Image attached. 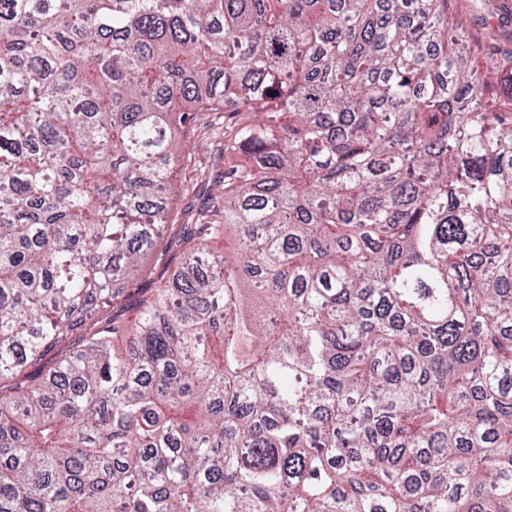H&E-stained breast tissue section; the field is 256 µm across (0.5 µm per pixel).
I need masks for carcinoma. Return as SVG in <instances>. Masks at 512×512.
<instances>
[{"label": "carcinoma", "instance_id": "1", "mask_svg": "<svg viewBox=\"0 0 512 512\" xmlns=\"http://www.w3.org/2000/svg\"><path fill=\"white\" fill-rule=\"evenodd\" d=\"M462 38L0 0V512H512V104ZM192 112L232 163L128 327Z\"/></svg>", "mask_w": 512, "mask_h": 512}]
</instances>
